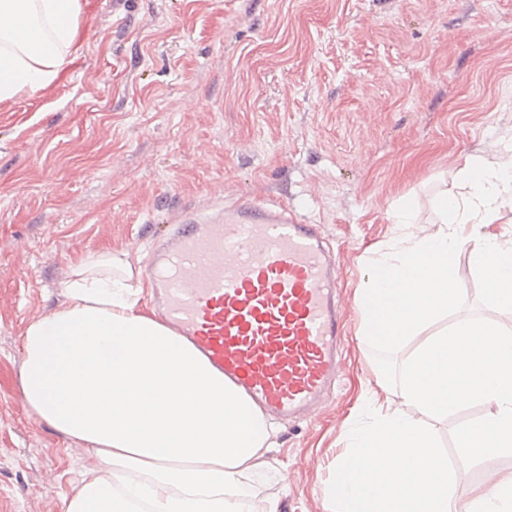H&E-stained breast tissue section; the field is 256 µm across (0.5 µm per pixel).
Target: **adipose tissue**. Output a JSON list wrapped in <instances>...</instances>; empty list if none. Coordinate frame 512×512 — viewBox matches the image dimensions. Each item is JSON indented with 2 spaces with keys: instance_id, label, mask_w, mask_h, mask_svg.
I'll return each instance as SVG.
<instances>
[{
  "instance_id": "obj_1",
  "label": "adipose tissue",
  "mask_w": 512,
  "mask_h": 512,
  "mask_svg": "<svg viewBox=\"0 0 512 512\" xmlns=\"http://www.w3.org/2000/svg\"><path fill=\"white\" fill-rule=\"evenodd\" d=\"M80 0H0V103L50 85L76 53ZM464 193L434 199L436 229L402 237L368 263L359 291L363 336L394 346L447 313L463 224L512 209V162L466 157ZM489 309L512 313V240L469 251ZM126 252L71 267L64 301L21 337L19 381L30 413L85 442L83 477L62 512H236L267 470L268 433L248 402L149 314Z\"/></svg>"
}]
</instances>
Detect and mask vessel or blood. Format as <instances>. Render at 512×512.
<instances>
[{
  "label": "vessel or blood",
  "mask_w": 512,
  "mask_h": 512,
  "mask_svg": "<svg viewBox=\"0 0 512 512\" xmlns=\"http://www.w3.org/2000/svg\"><path fill=\"white\" fill-rule=\"evenodd\" d=\"M339 272L321 225L254 200L185 215L146 267L164 324L283 423L313 411L336 377Z\"/></svg>",
  "instance_id": "vessel-or-blood-1"
}]
</instances>
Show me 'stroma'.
<instances>
[{
	"instance_id": "35a3bbf8",
	"label": "stroma",
	"mask_w": 512,
	"mask_h": 512,
	"mask_svg": "<svg viewBox=\"0 0 512 512\" xmlns=\"http://www.w3.org/2000/svg\"><path fill=\"white\" fill-rule=\"evenodd\" d=\"M79 57L49 90L0 103V512H61L81 443L25 409L21 333L63 301L70 266L124 250L144 270L176 220L233 198L279 201L341 257L345 363L319 416L267 426L281 512H333L325 489L382 390L358 290L413 201H433L470 155L512 153V0H82ZM457 306L489 317L468 248ZM466 505L512 455L454 459Z\"/></svg>"
}]
</instances>
